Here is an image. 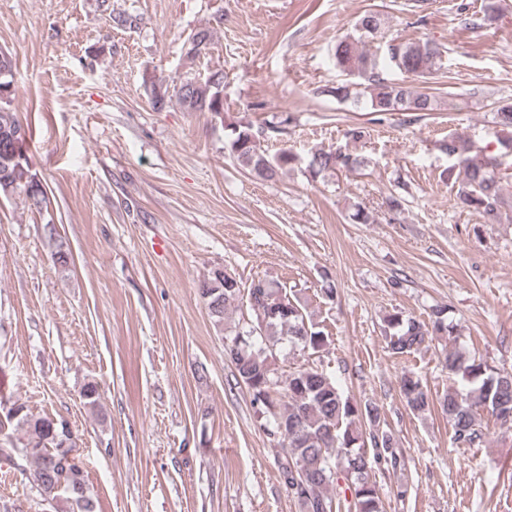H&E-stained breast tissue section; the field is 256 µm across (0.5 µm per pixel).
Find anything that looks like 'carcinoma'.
I'll use <instances>...</instances> for the list:
<instances>
[{"label": "carcinoma", "instance_id": "carcinoma-1", "mask_svg": "<svg viewBox=\"0 0 512 512\" xmlns=\"http://www.w3.org/2000/svg\"><path fill=\"white\" fill-rule=\"evenodd\" d=\"M497 11V6L490 3L482 16H466L462 22L475 29L493 21ZM381 24L380 14L367 13L356 26L357 35L336 45V66L358 81L339 83L324 92L340 102L359 103L365 98L374 113L436 111L438 101L434 95L413 85L391 82L384 71L393 66L409 78L426 79L441 69V48L431 40L402 42L389 45L383 61L371 59L363 51V44ZM213 37L210 27L195 31L187 43L186 61L192 65L206 54ZM223 86L224 73L215 71L204 79L185 78L173 96L163 80L151 83L148 93L157 111L175 100L187 112H209L220 118L224 112ZM13 95V61L1 53L0 194L22 193L30 206L40 212L48 207L41 181L31 172L28 161L11 160L16 147L27 148V131L18 113L10 108ZM442 150L464 173L457 192L458 204L481 214L486 224L501 223L504 162L480 156L472 143L454 134L448 135ZM228 151L240 167L264 180H272L298 163V157L287 148L269 154L261 146L260 131L250 123L231 125ZM366 166V158L337 148L311 152L306 168L317 178ZM506 170H512V164ZM200 294L217 322L247 298L248 318L224 337V357L248 390L251 404L265 419L267 430L278 435V444L284 451L278 470L301 512H382L376 485L370 478L371 462L395 470L404 456L396 448L393 436L380 429L379 408L369 403H351L336 380L323 370L304 367L283 377L272 368L270 358L277 347L299 346L315 354L326 344L324 331L313 322L300 299L288 293L285 286L266 279L254 280L244 290L235 277L222 269L211 272ZM446 313L447 308L438 306L432 309L426 323L401 312L388 314L385 324L392 353L407 356L429 339L455 336ZM444 365L449 375L459 376L469 384L467 391L450 389L439 400L456 444L471 447L482 442L484 433L477 418L481 408L500 424L512 425V373L496 371L458 350L448 351ZM399 388L412 413H424L433 405L414 372L401 376ZM362 422L371 426L369 433L359 429ZM12 427L23 431L19 446L11 440ZM19 447L32 458V482L41 501L50 505L63 495L73 512H93L84 473L71 456L75 440L65 420L33 414L23 404L12 403L8 414L0 419V454L8 457ZM340 476L347 481L349 499L333 494Z\"/></svg>", "mask_w": 512, "mask_h": 512}]
</instances>
